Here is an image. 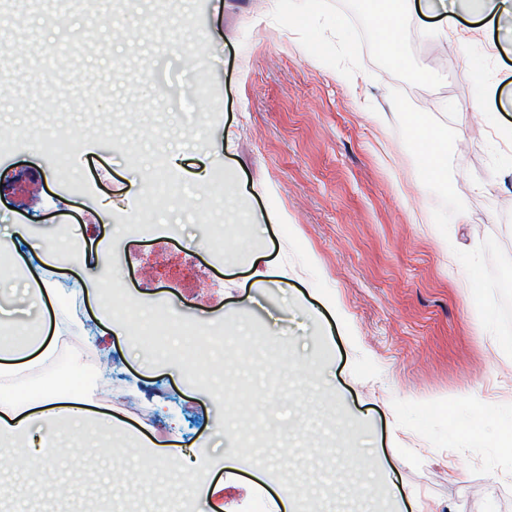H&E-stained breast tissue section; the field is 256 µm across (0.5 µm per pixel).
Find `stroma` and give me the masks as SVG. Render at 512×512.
<instances>
[{
    "mask_svg": "<svg viewBox=\"0 0 512 512\" xmlns=\"http://www.w3.org/2000/svg\"><path fill=\"white\" fill-rule=\"evenodd\" d=\"M370 8L167 0L156 14L149 0H0V128L12 134L0 145V241L24 228L18 247L46 279L110 280L79 302L62 362L110 368L115 394L86 392L111 430L63 429L61 454L36 475L0 465V512H113L131 496L167 512L178 465L146 467L166 451L196 456L211 482L185 512H269L271 494L294 489L321 493V512L417 500L424 512H512V458L492 438L512 419V361L492 351L512 343V144L501 137L512 111L485 94L512 88V54L472 15L457 19L465 46L440 54L432 19L410 6L398 62ZM416 121L448 134L444 180L423 175ZM52 135L72 138L66 164L44 146ZM218 167L222 196L210 188ZM159 171L180 192L139 224V189ZM228 198L246 225L225 223ZM62 248L63 268L50 260ZM270 261L287 287L264 277ZM109 305L128 325L149 328L164 310L181 327L134 348L111 331ZM0 324L19 339L39 328L16 270L0 269ZM217 326L223 349L186 362L182 350ZM349 424L364 458L338 470ZM124 428L143 446L101 456Z\"/></svg>",
    "mask_w": 512,
    "mask_h": 512,
    "instance_id": "obj_1",
    "label": "stroma"
}]
</instances>
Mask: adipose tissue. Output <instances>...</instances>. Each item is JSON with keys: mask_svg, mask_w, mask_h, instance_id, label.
<instances>
[{"mask_svg": "<svg viewBox=\"0 0 512 512\" xmlns=\"http://www.w3.org/2000/svg\"><path fill=\"white\" fill-rule=\"evenodd\" d=\"M419 12L438 19L440 24L454 27L456 12L477 14L505 22L502 51L512 52V0H418ZM421 150L422 170L427 178L439 179L445 173V156L448 150L444 130L420 124L412 128ZM63 336L59 330L42 325L33 339L15 342L0 340V370L12 369L25 363L39 364L52 360ZM81 380L72 372L55 371L26 383L31 399L25 400L8 389L0 390V443L25 440L30 430H37L39 443L36 450L24 451L14 458L19 469H28L30 463L48 465L60 448L59 431L65 425L93 421L111 426L109 418L100 416L84 406L80 389Z\"/></svg>", "mask_w": 512, "mask_h": 512, "instance_id": "adipose-tissue-1", "label": "adipose tissue"}]
</instances>
